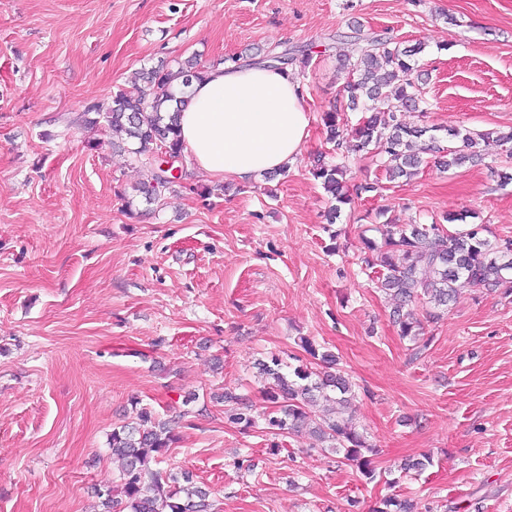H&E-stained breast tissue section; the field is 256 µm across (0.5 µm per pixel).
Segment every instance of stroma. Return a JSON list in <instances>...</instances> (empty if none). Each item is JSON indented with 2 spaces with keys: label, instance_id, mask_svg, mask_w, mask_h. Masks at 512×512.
I'll list each match as a JSON object with an SVG mask.
<instances>
[{
  "label": "stroma",
  "instance_id": "1",
  "mask_svg": "<svg viewBox=\"0 0 512 512\" xmlns=\"http://www.w3.org/2000/svg\"><path fill=\"white\" fill-rule=\"evenodd\" d=\"M357 25L421 46L425 105L409 125L512 127V0H0V512H98L94 489L119 477L108 437L136 403L178 417L160 467L204 482L210 512H372L392 494L419 512H512V297L465 286L434 322L415 306V343L361 264L388 221L465 213L512 238L499 177L512 159L392 181L347 153L349 187L376 189L327 223L309 165L328 149L321 117ZM286 50L313 56L293 71L310 135L274 180L190 163L149 203V169L81 120L140 68ZM302 336L354 383L374 480L306 433L225 421L216 395L263 406L257 361L309 363ZM423 456L422 473L392 477Z\"/></svg>",
  "mask_w": 512,
  "mask_h": 512
}]
</instances>
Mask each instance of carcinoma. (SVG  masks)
<instances>
[{
	"mask_svg": "<svg viewBox=\"0 0 512 512\" xmlns=\"http://www.w3.org/2000/svg\"><path fill=\"white\" fill-rule=\"evenodd\" d=\"M355 41L357 53L338 58V69L346 75L340 99L323 115L333 154H342L351 137L357 141L358 150H374L380 166L394 180L413 175L427 152L440 154L439 163L449 169L482 158V145H512V130L476 134L452 131L450 136L462 142L459 149L443 146L434 126L407 125L403 113L423 102L413 59L421 48H407L389 37L361 33ZM311 60L308 53L297 58L287 51L282 58H268L266 63L277 69L295 64L305 68ZM206 72L207 66L195 57L177 62L174 70L144 68L135 73L133 90L119 89L107 104L93 102L85 108V123H105L121 137L123 150L151 168V181L139 189L148 202L177 182L171 171L160 168L156 155L165 152L172 158H183L177 118L189 102L187 89L202 81ZM176 79L181 80L178 93L173 90ZM348 111L362 113L353 126L340 120L341 113ZM92 112L96 117H88ZM309 172L334 201L328 213V222L333 224L342 208L352 203L344 187L345 166L320 153L310 162ZM483 232L480 224L455 232L434 222L392 224L381 232V242L365 239V265L376 274L377 287L389 296L400 336L416 341L422 334V323L409 309L418 300L426 305V318L437 320L462 284L512 295V240L493 243ZM300 343L317 360V368L303 364L293 367L275 354L257 363L258 375L264 381L263 399L268 403L262 412L265 429L283 436L307 427L316 440L336 454L344 453L345 459L357 461L362 474L373 479L375 469L368 457L373 448L348 416L355 397L352 382L336 368L333 353L319 351L306 337L300 338ZM224 402L233 404L224 410L227 422L243 429L255 424L252 406L239 396L226 392ZM320 403L327 409L315 419L309 408ZM175 424V420L158 418L143 408L135 421L112 429L108 445L120 462L119 484L97 491L103 512H208L210 492L197 484L192 473L156 468L175 440ZM373 512H413V504L388 497Z\"/></svg>",
	"mask_w": 512,
	"mask_h": 512,
	"instance_id": "1",
	"label": "carcinoma"
}]
</instances>
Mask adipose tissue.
Returning <instances> with one entry per match:
<instances>
[{
  "mask_svg": "<svg viewBox=\"0 0 512 512\" xmlns=\"http://www.w3.org/2000/svg\"><path fill=\"white\" fill-rule=\"evenodd\" d=\"M298 80L265 66H218L194 83L179 120L185 154L211 177L239 182L280 170L301 153L310 115Z\"/></svg>",
  "mask_w": 512,
  "mask_h": 512,
  "instance_id": "obj_1",
  "label": "adipose tissue"
}]
</instances>
